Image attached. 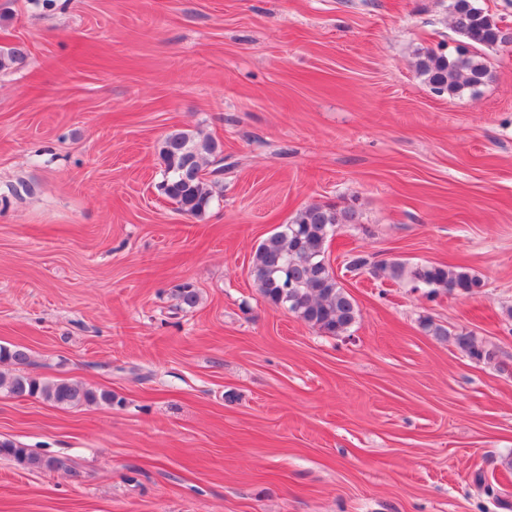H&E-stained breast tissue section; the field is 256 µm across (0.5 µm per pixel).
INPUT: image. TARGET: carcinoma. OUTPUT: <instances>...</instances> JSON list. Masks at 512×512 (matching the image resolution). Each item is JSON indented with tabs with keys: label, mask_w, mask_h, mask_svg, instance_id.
<instances>
[{
	"label": "carcinoma",
	"mask_w": 512,
	"mask_h": 512,
	"mask_svg": "<svg viewBox=\"0 0 512 512\" xmlns=\"http://www.w3.org/2000/svg\"><path fill=\"white\" fill-rule=\"evenodd\" d=\"M453 28L471 46L511 44L512 31L499 23L474 0H453ZM25 58L20 45H0V72L12 69ZM417 72L437 95L455 96L465 89L481 85L488 69L477 56L463 49L450 60L433 52L426 53L416 63ZM163 179L158 188L185 215L199 218L212 199L211 185L204 177L206 157L224 160V147L214 139L198 140L184 130L169 132L159 149ZM350 210H338L330 205L314 204L296 213L291 222L283 224L256 247L251 261V275L267 303L284 308L298 320L329 336L346 333L359 315L355 299L337 281L327 258V244L337 229L355 223ZM349 267L371 268L372 273H384L393 279L409 275L416 287L432 293L445 291L476 295L484 288L479 276L460 266L421 264L407 268L398 260L371 262L356 256ZM180 308L196 307L199 295L186 283L177 289ZM456 347L470 360L492 363L496 349L472 332L453 337ZM0 361L17 365L29 363V354L21 348L0 346ZM0 390L15 397H35L62 408L90 407L112 403V392L88 387L67 379L51 380L27 373L6 378L0 374ZM0 457L29 471H55L66 467L64 460L35 453L10 441H0Z\"/></svg>",
	"instance_id": "carcinoma-1"
}]
</instances>
